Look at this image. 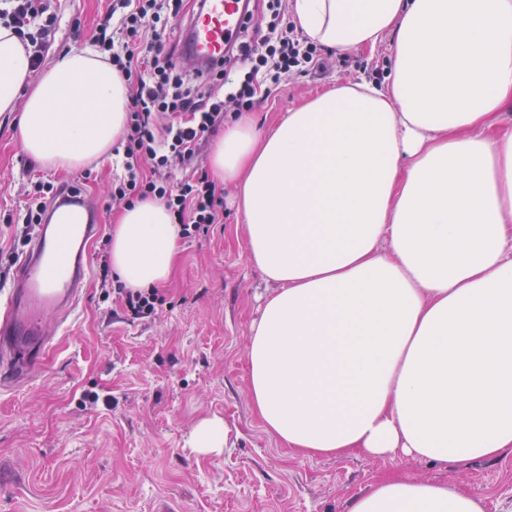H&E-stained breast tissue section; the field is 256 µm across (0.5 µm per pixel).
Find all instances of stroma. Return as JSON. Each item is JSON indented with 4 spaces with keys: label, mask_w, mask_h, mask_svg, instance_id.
<instances>
[{
    "label": "stroma",
    "mask_w": 512,
    "mask_h": 512,
    "mask_svg": "<svg viewBox=\"0 0 512 512\" xmlns=\"http://www.w3.org/2000/svg\"><path fill=\"white\" fill-rule=\"evenodd\" d=\"M108 0H62L63 20L46 61L89 50ZM392 37L374 48H325V69L295 73L251 110L259 129L339 82L389 71ZM17 113L0 112V270L13 272L8 221L30 177L89 195L103 229L87 249L86 294L58 327L38 373L0 390V512H347L380 478L404 474L484 496L487 512H512V455L430 463L309 457L272 438L254 412L246 347L271 286L249 259L237 188L224 184V221L179 241V260L152 318H131L100 286L96 253L117 215L106 187L112 161L71 170L44 166L15 138ZM99 394L95 405L86 392ZM219 417L221 452L191 448L194 427Z\"/></svg>",
    "instance_id": "35a3bbf8"
}]
</instances>
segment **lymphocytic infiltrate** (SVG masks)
Masks as SVG:
<instances>
[{
  "instance_id": "f902f5d3",
  "label": "lymphocytic infiltrate",
  "mask_w": 512,
  "mask_h": 512,
  "mask_svg": "<svg viewBox=\"0 0 512 512\" xmlns=\"http://www.w3.org/2000/svg\"><path fill=\"white\" fill-rule=\"evenodd\" d=\"M184 0H112L90 42L125 79L129 88L127 124L114 149L120 174L107 189L109 201H162L190 239L218 223L224 197L199 169L200 150L224 126L226 106L251 109L259 91L278 87L292 72L322 68L316 44L287 21L282 0H267V21H245L236 51L225 55L210 77L192 84L169 44L172 22ZM59 20L54 0H0V25L13 30L41 66ZM187 175L176 179L174 166ZM54 194L49 181L36 180L14 229L15 245L26 244L43 221Z\"/></svg>"
}]
</instances>
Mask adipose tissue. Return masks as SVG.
Wrapping results in <instances>:
<instances>
[{
  "mask_svg": "<svg viewBox=\"0 0 512 512\" xmlns=\"http://www.w3.org/2000/svg\"><path fill=\"white\" fill-rule=\"evenodd\" d=\"M312 41L393 36L383 84L337 83L267 134L225 123L216 178L239 187L246 251L274 289L251 326L266 431L308 456L496 459L512 453V0H294ZM128 86L90 52L34 74L0 28V112L45 166L107 156ZM177 226L147 198L112 233L127 287L166 283ZM348 512H486L479 494L402 475Z\"/></svg>",
  "mask_w": 512,
  "mask_h": 512,
  "instance_id": "ef3b65f1",
  "label": "adipose tissue"
}]
</instances>
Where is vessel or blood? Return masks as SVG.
Wrapping results in <instances>:
<instances>
[{"instance_id": "obj_1", "label": "vessel or blood", "mask_w": 512, "mask_h": 512, "mask_svg": "<svg viewBox=\"0 0 512 512\" xmlns=\"http://www.w3.org/2000/svg\"><path fill=\"white\" fill-rule=\"evenodd\" d=\"M246 0H202L181 27V63L205 71L224 58L239 38ZM91 205L84 194L60 186L44 223L16 264L9 288L0 290V368L11 381L30 378L51 340L47 317L78 307L86 280V247L100 225L85 222Z\"/></svg>"}]
</instances>
